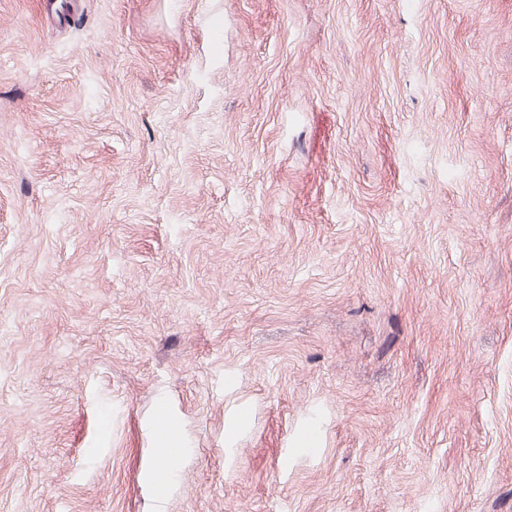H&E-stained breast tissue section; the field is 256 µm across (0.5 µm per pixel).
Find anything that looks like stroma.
Returning a JSON list of instances; mask_svg holds the SVG:
<instances>
[{
    "mask_svg": "<svg viewBox=\"0 0 512 512\" xmlns=\"http://www.w3.org/2000/svg\"><path fill=\"white\" fill-rule=\"evenodd\" d=\"M0 512H512V0H0Z\"/></svg>",
    "mask_w": 512,
    "mask_h": 512,
    "instance_id": "1",
    "label": "stroma"
}]
</instances>
